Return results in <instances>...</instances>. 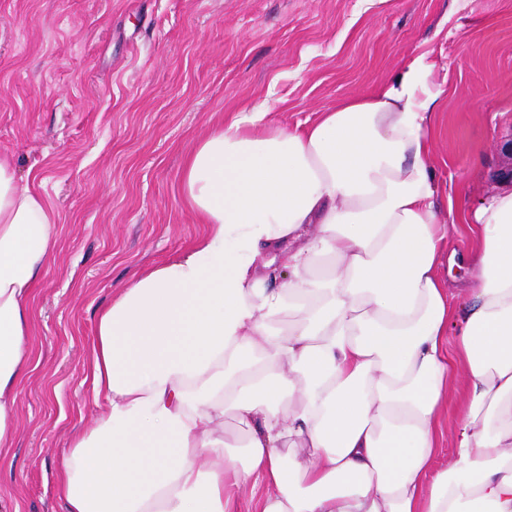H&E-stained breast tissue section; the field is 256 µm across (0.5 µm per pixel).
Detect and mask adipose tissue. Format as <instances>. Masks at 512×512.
I'll return each mask as SVG.
<instances>
[{"instance_id": "adipose-tissue-1", "label": "adipose tissue", "mask_w": 512, "mask_h": 512, "mask_svg": "<svg viewBox=\"0 0 512 512\" xmlns=\"http://www.w3.org/2000/svg\"><path fill=\"white\" fill-rule=\"evenodd\" d=\"M429 69L416 57L304 127L245 107L192 147L181 190L205 233L97 314L102 405L55 475L65 512H237L244 490L249 512H512V187L464 218L476 239L456 306ZM57 239L0 155V461ZM461 395L455 390L448 395V404L442 417L445 438L436 460L435 468L438 471L448 467L454 433L461 422Z\"/></svg>"}]
</instances>
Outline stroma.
Returning a JSON list of instances; mask_svg holds the SVG:
<instances>
[{
	"mask_svg": "<svg viewBox=\"0 0 512 512\" xmlns=\"http://www.w3.org/2000/svg\"><path fill=\"white\" fill-rule=\"evenodd\" d=\"M422 54L443 91L436 202L477 205L512 168V0H0V154L58 232L0 464L12 512H64L54 473L97 412L96 315L203 232L180 190L193 144L248 102L271 127L313 123Z\"/></svg>",
	"mask_w": 512,
	"mask_h": 512,
	"instance_id": "stroma-1",
	"label": "stroma"
}]
</instances>
